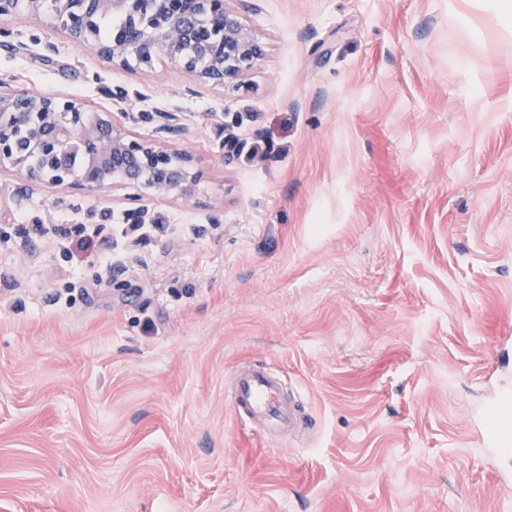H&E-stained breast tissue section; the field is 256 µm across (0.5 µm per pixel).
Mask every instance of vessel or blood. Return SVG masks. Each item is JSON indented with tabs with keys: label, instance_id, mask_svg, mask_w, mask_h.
I'll return each mask as SVG.
<instances>
[{
	"label": "vessel or blood",
	"instance_id": "obj_1",
	"mask_svg": "<svg viewBox=\"0 0 512 512\" xmlns=\"http://www.w3.org/2000/svg\"><path fill=\"white\" fill-rule=\"evenodd\" d=\"M232 406L241 421L257 425L266 433L291 431L298 425L293 405L283 397L281 377L265 367L239 370Z\"/></svg>",
	"mask_w": 512,
	"mask_h": 512
}]
</instances>
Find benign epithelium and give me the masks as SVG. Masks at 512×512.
I'll list each match as a JSON object with an SVG mask.
<instances>
[{
  "instance_id": "1",
  "label": "benign epithelium",
  "mask_w": 512,
  "mask_h": 512,
  "mask_svg": "<svg viewBox=\"0 0 512 512\" xmlns=\"http://www.w3.org/2000/svg\"><path fill=\"white\" fill-rule=\"evenodd\" d=\"M229 0H54L57 26L78 47L116 68L149 67L166 56L197 83L239 87L244 73L263 57L262 43ZM44 0H0V21L40 15ZM105 13L129 20L124 38L97 37ZM123 121L95 117L68 98L16 91L0 95V165L41 183L92 191L112 185L142 188L156 198L191 202L202 172L192 155L170 137L186 134L170 112L158 114L157 137H135L128 124L153 119L124 112Z\"/></svg>"
}]
</instances>
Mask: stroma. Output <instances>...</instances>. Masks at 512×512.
Masks as SVG:
<instances>
[{
	"mask_svg": "<svg viewBox=\"0 0 512 512\" xmlns=\"http://www.w3.org/2000/svg\"><path fill=\"white\" fill-rule=\"evenodd\" d=\"M499 0H235L240 89L122 70L51 16L6 22L0 88L172 112L191 205L65 296L24 224H128L123 189L0 166V512H512L481 411L512 394V23ZM311 423L265 436L235 370Z\"/></svg>",
	"mask_w": 512,
	"mask_h": 512,
	"instance_id": "stroma-1",
	"label": "stroma"
}]
</instances>
